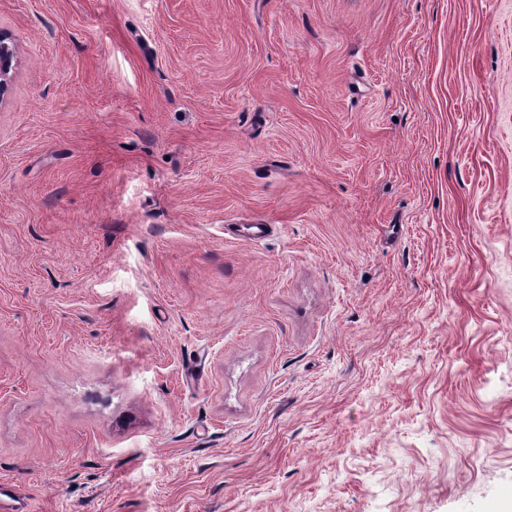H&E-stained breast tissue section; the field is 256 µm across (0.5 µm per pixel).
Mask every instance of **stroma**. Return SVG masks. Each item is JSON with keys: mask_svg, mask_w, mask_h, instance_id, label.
<instances>
[{"mask_svg": "<svg viewBox=\"0 0 512 512\" xmlns=\"http://www.w3.org/2000/svg\"><path fill=\"white\" fill-rule=\"evenodd\" d=\"M0 31V512H512V0ZM16 57L14 43L8 36L0 32V101L8 89Z\"/></svg>", "mask_w": 512, "mask_h": 512, "instance_id": "stroma-1", "label": "stroma"}]
</instances>
